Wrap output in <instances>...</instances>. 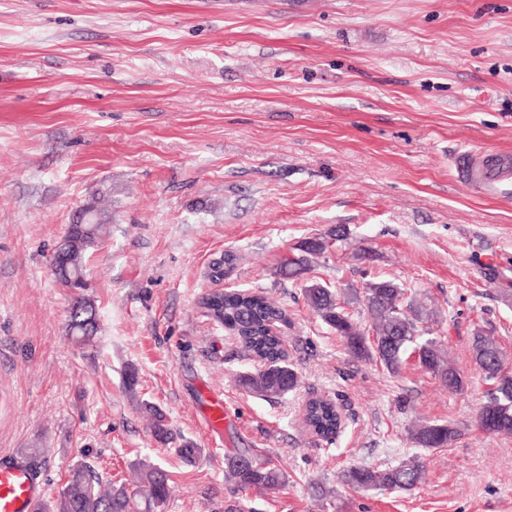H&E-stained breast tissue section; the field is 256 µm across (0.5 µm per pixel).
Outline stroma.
Wrapping results in <instances>:
<instances>
[{
    "label": "stroma",
    "instance_id": "35a3bbf8",
    "mask_svg": "<svg viewBox=\"0 0 512 512\" xmlns=\"http://www.w3.org/2000/svg\"><path fill=\"white\" fill-rule=\"evenodd\" d=\"M479 148L512 151V0H0V458L42 449L49 497L80 461L135 491L142 460L167 472L168 512H224V457L256 448L288 484L241 496L244 512H512V437L476 427L471 357L480 328L512 360V199L450 164ZM87 204L112 220L84 255L100 331L81 346L50 260ZM314 239L312 278L355 320L376 279L436 311L462 394L415 361L392 376L347 354L279 272ZM228 251L226 289L288 316L300 385L273 402L239 387L255 363L200 307ZM207 391L229 407L212 436ZM316 395L346 415L330 444L303 422ZM420 421L462 434L424 450ZM415 456L426 481L409 493L336 481ZM141 408L150 421L152 434L164 441L172 440L173 433L165 413L151 403H142Z\"/></svg>",
    "mask_w": 512,
    "mask_h": 512
}]
</instances>
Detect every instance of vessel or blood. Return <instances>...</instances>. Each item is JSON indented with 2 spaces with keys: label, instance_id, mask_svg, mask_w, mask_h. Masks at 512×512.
I'll use <instances>...</instances> for the list:
<instances>
[{
  "label": "vessel or blood",
  "instance_id": "obj_1",
  "mask_svg": "<svg viewBox=\"0 0 512 512\" xmlns=\"http://www.w3.org/2000/svg\"><path fill=\"white\" fill-rule=\"evenodd\" d=\"M457 180L489 198L512 197V155L496 150L464 152L453 158ZM45 493L35 471L21 463L0 464V512H33Z\"/></svg>",
  "mask_w": 512,
  "mask_h": 512
}]
</instances>
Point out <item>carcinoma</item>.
I'll return each instance as SVG.
<instances>
[{
	"instance_id": "obj_1",
	"label": "carcinoma",
	"mask_w": 512,
	"mask_h": 512,
	"mask_svg": "<svg viewBox=\"0 0 512 512\" xmlns=\"http://www.w3.org/2000/svg\"><path fill=\"white\" fill-rule=\"evenodd\" d=\"M86 211L90 223L74 221L66 229L71 235L68 268L55 278L67 287H84L85 252L95 245L107 223L104 212L92 206L86 207ZM308 271L309 259L303 256L284 260L280 268L288 277H299ZM302 295L316 316L343 339L351 357L374 360L393 376L413 358L443 387L454 381L451 393L465 390L462 373L444 352L433 331L424 326L434 312L416 307L406 297L405 290L394 282L381 279L365 288L369 322L365 327L352 319L329 286L312 281L302 288ZM208 311L214 323L232 331L244 352L260 363V367L237 377L241 388L275 400L297 387L299 377L286 359L283 337L271 332L272 325L286 321L285 312L273 300L262 292H215L210 295ZM67 328L76 343L92 344L99 329V315L90 299L83 297L71 304ZM472 349L475 363L489 386L476 423L487 434L512 436V366L497 339L482 330L474 333ZM141 408L156 438L173 439L162 410L151 403H144ZM304 423L320 439L331 441L341 428L342 414L334 401L312 398L305 407ZM460 436V428L450 422L422 423L410 434L413 442L425 449L446 448ZM224 477L239 491H275L288 483L283 468L251 448L238 449L225 458ZM424 478V466L416 458L381 469L352 465L337 475L339 482L351 489L389 493L411 491ZM133 479L137 490L130 494L126 485L105 481L94 467L79 462L69 470L58 494L39 500L34 512H165L169 499L167 473L139 461L133 464Z\"/></svg>"
}]
</instances>
